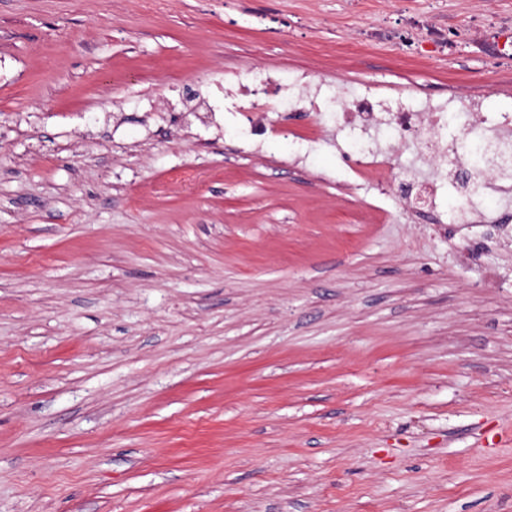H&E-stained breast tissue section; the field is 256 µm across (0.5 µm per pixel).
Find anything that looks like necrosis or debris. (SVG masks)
Masks as SVG:
<instances>
[{"instance_id": "obj_1", "label": "necrosis or debris", "mask_w": 512, "mask_h": 512, "mask_svg": "<svg viewBox=\"0 0 512 512\" xmlns=\"http://www.w3.org/2000/svg\"><path fill=\"white\" fill-rule=\"evenodd\" d=\"M477 21L479 42L487 54L496 60L511 61L512 19L503 21L488 11ZM244 79L247 109L254 114L249 123L251 134H266V113L287 111L292 104L306 102L315 111L335 113L337 125L349 130L358 147L349 166L355 181L387 188L408 208L433 207L442 189L453 179L459 186L462 221L468 224L481 216L483 198L505 190L490 166L466 167L460 148L473 138L512 159V140L500 138L502 131L512 129V113L483 112L481 102L467 92L459 91L446 100L432 102L410 90L403 101L390 107L370 89L324 97L321 80L309 75L295 80L296 91L288 97L280 95L276 80L260 69H248ZM456 114L466 116L467 123L452 140L448 125ZM406 150L429 167L427 176L416 178L398 163V152Z\"/></svg>"}]
</instances>
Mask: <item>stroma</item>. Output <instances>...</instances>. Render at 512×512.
<instances>
[{"label": "stroma", "mask_w": 512, "mask_h": 512, "mask_svg": "<svg viewBox=\"0 0 512 512\" xmlns=\"http://www.w3.org/2000/svg\"><path fill=\"white\" fill-rule=\"evenodd\" d=\"M512 0H0V512H512V229L240 133L250 66L512 109ZM474 22L480 23L479 43L495 60H512V19L500 21L495 12L487 11L478 16ZM422 29L424 36L411 43V50L418 56L435 61L452 43L455 29L442 23L438 17L427 21Z\"/></svg>", "instance_id": "obj_1"}]
</instances>
